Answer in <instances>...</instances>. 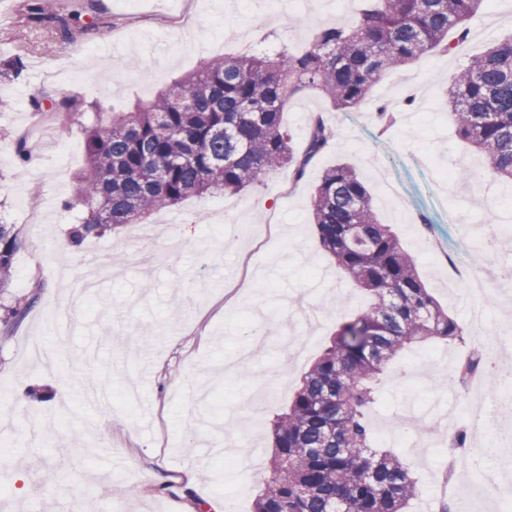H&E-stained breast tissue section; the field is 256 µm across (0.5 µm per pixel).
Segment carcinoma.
Instances as JSON below:
<instances>
[{"label":"carcinoma","instance_id":"1","mask_svg":"<svg viewBox=\"0 0 512 512\" xmlns=\"http://www.w3.org/2000/svg\"><path fill=\"white\" fill-rule=\"evenodd\" d=\"M486 0H370L351 25L322 26L311 49H286L209 59L131 112H115L86 129V168L75 196L86 217L71 243L134 224L158 207L190 196L248 190L286 166L301 179L334 137L318 118L303 151L282 128L298 95L319 90L343 111L360 108L385 72L441 49L452 52L469 34L467 22ZM64 36L81 13L46 15ZM460 138L482 153L488 175L512 180V38L471 60L448 87ZM60 115L78 111L74 99L52 101ZM321 248L346 277L371 296L368 308L343 321L332 344L306 373L288 411L272 426L275 453L254 512H406L415 483L399 454L373 448L367 415L376 403L374 381L408 345L428 338L463 339L457 320L429 293L414 257L379 222L372 196L355 169H325L311 199ZM20 247L13 224H0V296L15 281ZM17 296L0 321L8 337L36 304L37 291ZM492 390L497 366L475 347L460 364Z\"/></svg>","mask_w":512,"mask_h":512}]
</instances>
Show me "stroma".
I'll list each match as a JSON object with an SVG mask.
<instances>
[{
    "instance_id": "1",
    "label": "stroma",
    "mask_w": 512,
    "mask_h": 512,
    "mask_svg": "<svg viewBox=\"0 0 512 512\" xmlns=\"http://www.w3.org/2000/svg\"><path fill=\"white\" fill-rule=\"evenodd\" d=\"M62 12L67 0H0V220L15 225L22 245L15 255L21 296L43 287L35 306L0 341V503L11 512H64L78 502L83 512H189L209 500L234 499L238 512H253L272 449L273 419L286 411L302 376L328 344L340 315L364 299L321 249L310 208L314 187L327 167L350 163L367 184L381 223L391 225L411 254L431 293L458 323L466 321L464 291L448 286V269L420 254L409 224L398 213L425 216L445 251L465 257L473 231L494 225L503 183L458 178L461 170L486 166V158L457 137L444 92L470 59L491 41L512 36V0H484L469 23L497 16L483 38H469L454 53L434 51L405 70L387 72L354 112L337 111L317 91L289 105L283 123L303 149L314 115L335 131L301 180L281 169L246 192L192 197L150 212L157 241L179 254L130 266L124 246L136 227L126 224L72 246L69 229L82 207L66 211L85 167L84 126L95 111L123 110L151 99L161 84L194 70L203 57L254 53L270 45L295 52L309 48L323 25L358 20L366 0L347 11L335 0H248L240 21H231L229 0H81V22L64 39L50 23H36L29 7ZM205 52H198V45ZM23 58L25 70L9 69ZM68 94L81 105L67 118L46 120L32 98ZM396 120L380 131L377 108ZM24 142L29 159L12 151ZM385 169L399 194L385 197L370 162ZM24 186L18 199L13 186ZM36 203L35 224L26 223L24 200ZM108 253L111 268L82 309L67 296L83 257ZM191 293H172L175 280ZM61 320L62 332L45 335L44 317ZM464 342L412 344L381 376L375 431L392 430L389 448L410 465L416 482L409 512H426L425 501L448 469L466 472L469 458L448 457L447 441L415 448L395 428L401 404L452 400L448 366L464 360L476 334ZM42 342L60 371L33 364L27 350ZM241 364L236 376L224 368ZM418 368L426 390L399 383ZM49 397L39 402L31 387ZM240 421L235 430L225 419ZM28 482L19 485L15 467ZM170 485L167 495L158 494ZM120 486L121 499L109 489Z\"/></svg>"
}]
</instances>
